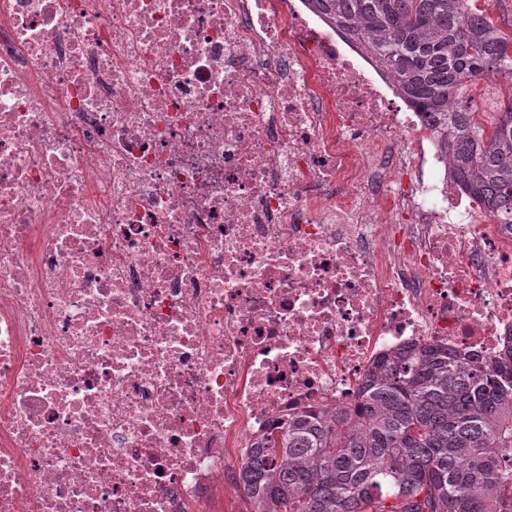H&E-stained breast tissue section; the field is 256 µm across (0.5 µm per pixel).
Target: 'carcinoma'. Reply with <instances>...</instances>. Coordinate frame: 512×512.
Here are the masks:
<instances>
[{"mask_svg":"<svg viewBox=\"0 0 512 512\" xmlns=\"http://www.w3.org/2000/svg\"><path fill=\"white\" fill-rule=\"evenodd\" d=\"M483 0H307L432 114L464 185L512 224V99L485 130L459 99L512 79ZM246 512H512V337L479 364L431 345L375 365L352 409L276 421L239 471Z\"/></svg>","mask_w":512,"mask_h":512,"instance_id":"cac0c4a2","label":"carcinoma"}]
</instances>
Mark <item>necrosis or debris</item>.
<instances>
[{"label": "necrosis or debris", "instance_id": "4bbe7bcc", "mask_svg": "<svg viewBox=\"0 0 512 512\" xmlns=\"http://www.w3.org/2000/svg\"><path fill=\"white\" fill-rule=\"evenodd\" d=\"M511 335L512 225L305 0H0V512H223L275 421Z\"/></svg>", "mask_w": 512, "mask_h": 512}]
</instances>
